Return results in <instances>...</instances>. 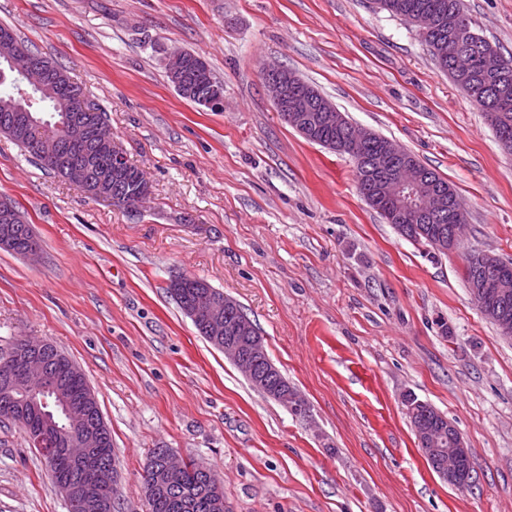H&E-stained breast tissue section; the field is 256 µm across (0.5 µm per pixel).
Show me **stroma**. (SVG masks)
<instances>
[{
	"label": "stroma",
	"instance_id": "1",
	"mask_svg": "<svg viewBox=\"0 0 512 512\" xmlns=\"http://www.w3.org/2000/svg\"><path fill=\"white\" fill-rule=\"evenodd\" d=\"M462 2L511 57L512 0ZM1 23L82 87L152 185L130 216L0 134V197L42 248L37 261L0 249V355L30 336L81 367L112 434L115 512H149L157 448L213 468L224 512H512V343L473 301L463 256L512 262V155L414 27L374 0H0ZM175 50L206 59L223 111L178 95ZM263 63L448 179L468 212L463 251L398 235L360 196L349 155L283 122ZM177 272L243 306L308 418L198 334L169 293ZM407 394L461 431L471 486L428 465ZM0 512H67L7 420Z\"/></svg>",
	"mask_w": 512,
	"mask_h": 512
}]
</instances>
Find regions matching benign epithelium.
<instances>
[{
	"label": "benign epithelium",
	"mask_w": 512,
	"mask_h": 512,
	"mask_svg": "<svg viewBox=\"0 0 512 512\" xmlns=\"http://www.w3.org/2000/svg\"><path fill=\"white\" fill-rule=\"evenodd\" d=\"M8 68L23 78L25 88L20 90V94L25 99L31 97L32 92L41 90L48 82V76L41 65L22 48L8 57ZM263 78L273 104L291 110L289 123L306 138H314L327 127L349 126L344 113L325 99L319 102L317 113L302 111L301 100L293 95L294 77L283 73L282 68L266 67ZM90 111V107L83 108V112L57 125L56 132L45 133L30 128L36 137V147L41 155L61 161L70 151L94 140L103 149L104 166L119 172L125 156L112 145L107 123L93 124L85 118V113ZM372 135V131L358 128L356 134L345 141L344 149L360 159L365 152L366 141ZM405 155L406 150L395 142H386L384 161L377 168V196L387 201L406 222H428L441 210L442 194L435 184H425L406 175V168L392 165V162ZM14 220L12 209L0 206V249L10 250L14 246ZM193 287L196 292L195 300L189 308L191 318L210 336L224 357L242 371L258 390L287 407L292 406L291 397L282 391L281 386L271 383L279 369L269 358L264 338L253 323L245 316L231 324L224 321V316L237 308V301L228 295L218 296L214 287L202 278L195 279ZM473 287L480 289L485 315L498 323L504 339L512 341V315L504 311L505 307L512 304V276L504 273L487 286L475 283ZM10 360L16 361L18 368L0 373V396L14 403L10 417L18 423L46 414L45 394L74 377L82 376L81 370L70 358L59 355L48 343L31 344L18 339L0 362L4 364ZM63 413L67 427L61 429V432L67 434L66 445L80 448H95L99 445L100 432L105 427L103 418L91 422L85 412L78 413L69 406ZM414 434L431 468L449 484L458 488L466 487L470 455L459 429L454 425L448 426L446 430L422 426L414 428ZM182 464L183 461L172 451H165L160 460V469L149 478L145 493H151L159 481L170 485L175 483ZM61 493L66 503L85 512H101L105 506V500L81 497L72 487L61 488Z\"/></svg>",
	"instance_id": "1"
}]
</instances>
